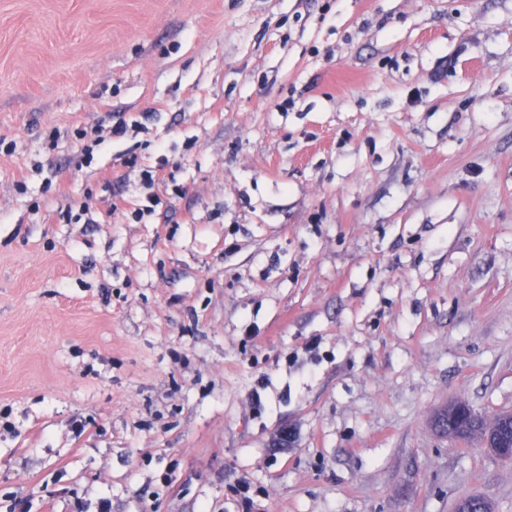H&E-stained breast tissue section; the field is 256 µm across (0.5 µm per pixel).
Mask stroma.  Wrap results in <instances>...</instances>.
I'll list each match as a JSON object with an SVG mask.
<instances>
[{"label": "stroma", "mask_w": 512, "mask_h": 512, "mask_svg": "<svg viewBox=\"0 0 512 512\" xmlns=\"http://www.w3.org/2000/svg\"><path fill=\"white\" fill-rule=\"evenodd\" d=\"M456 400L512 411V0H0V512H512Z\"/></svg>", "instance_id": "stroma-1"}]
</instances>
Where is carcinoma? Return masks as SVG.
<instances>
[{
  "label": "carcinoma",
  "mask_w": 512,
  "mask_h": 512,
  "mask_svg": "<svg viewBox=\"0 0 512 512\" xmlns=\"http://www.w3.org/2000/svg\"><path fill=\"white\" fill-rule=\"evenodd\" d=\"M469 405L463 401H456L440 409L436 417L448 422V435L456 439L472 442L480 440L490 448H512V415H496L489 420L484 415L472 412L465 415Z\"/></svg>",
  "instance_id": "cac0c4a2"
}]
</instances>
